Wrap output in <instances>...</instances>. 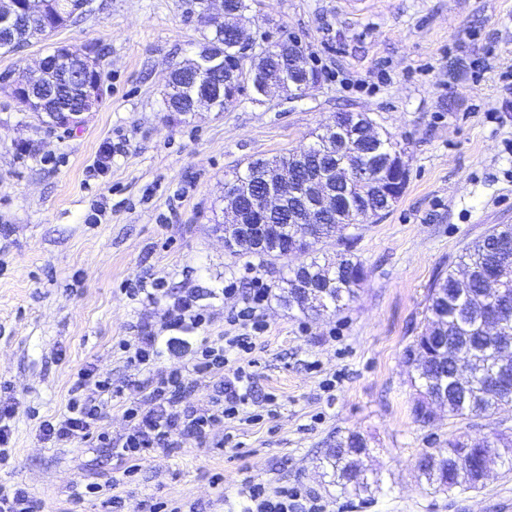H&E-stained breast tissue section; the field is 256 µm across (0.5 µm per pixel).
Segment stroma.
<instances>
[{"label": "stroma", "instance_id": "1", "mask_svg": "<svg viewBox=\"0 0 512 512\" xmlns=\"http://www.w3.org/2000/svg\"><path fill=\"white\" fill-rule=\"evenodd\" d=\"M256 42L292 39L319 83L303 96L259 103L242 94L226 112L165 109L169 72L194 58L212 27L198 0H88L77 21L16 51L0 74L22 78L57 45L94 48L100 107L64 129L42 123L0 85V386L16 416L10 465L0 487L25 485L42 512H108L113 496L130 512L159 505L188 512H239L249 482L301 485L326 512H500L512 499V465L474 489L439 491L419 457L463 435L512 436V407L488 416L415 422L406 347L425 327L433 280L495 224H512V0H249ZM339 112H362L405 151L404 193L337 252L366 277L337 313L288 308L278 274L236 257L214 223L224 184L248 162L312 142ZM112 162L88 170L103 143ZM140 280L157 302L125 293ZM270 288L266 326L248 358L195 378L183 404L208 406L244 368L255 421H223L204 438L136 460L132 473L109 449L42 442L41 419L66 409L80 368L94 366L115 395L98 429L127 435L125 410L145 402L147 371L119 350L122 340L162 335L163 313L194 295L209 316L192 345L223 336L235 310L224 290ZM370 451L369 491L346 492L321 466L348 433ZM98 493L74 501V483Z\"/></svg>", "mask_w": 512, "mask_h": 512}]
</instances>
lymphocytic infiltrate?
<instances>
[{
	"label": "lymphocytic infiltrate",
	"mask_w": 512,
	"mask_h": 512,
	"mask_svg": "<svg viewBox=\"0 0 512 512\" xmlns=\"http://www.w3.org/2000/svg\"><path fill=\"white\" fill-rule=\"evenodd\" d=\"M224 295L241 299L242 307L234 319L240 328L239 333L202 343L194 350L190 364L151 379L149 406L145 409L138 405L127 408L126 416L131 428L120 443H113L109 437L96 431L104 408L102 398L111 395L112 383L99 379L90 366L80 369L77 384L80 388L94 383L100 393L99 399L82 397L80 392L73 394L66 413L40 421L38 431L41 439L63 446L78 442L89 448H107L117 458L134 459L159 449L179 447L183 437H202L215 423L239 418L252 396L240 369L234 372L232 380L225 382L223 390L213 397L208 407L189 409L181 405L190 387L191 376L199 377L223 369L233 351L251 352L250 333L261 328L256 312L268 301L269 289L259 287L241 296L236 289L228 288ZM165 319L167 335L145 336L137 343H124L123 348L129 353L131 362L146 366L161 359L172 347L183 345V332L197 329L206 321L195 297L190 294L175 300L166 311ZM244 496V512H325L317 497L302 493L295 487L271 489L253 482L246 485Z\"/></svg>",
	"instance_id": "obj_1"
}]
</instances>
